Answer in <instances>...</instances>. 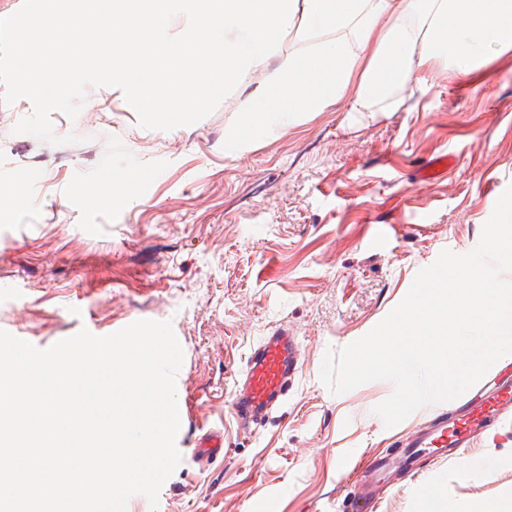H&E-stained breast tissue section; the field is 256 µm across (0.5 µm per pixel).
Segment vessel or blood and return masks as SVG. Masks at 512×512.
<instances>
[{"mask_svg": "<svg viewBox=\"0 0 512 512\" xmlns=\"http://www.w3.org/2000/svg\"><path fill=\"white\" fill-rule=\"evenodd\" d=\"M301 357L300 341L284 328L275 329L251 349L227 403L239 427L246 429L262 421L282 403L302 368ZM511 412L512 388L478 390L452 414H439L427 430L407 441L406 450L436 462L445 460L449 449L473 444L476 435L485 434ZM379 506L380 500L372 490L356 484L347 495L343 512H377Z\"/></svg>", "mask_w": 512, "mask_h": 512, "instance_id": "obj_1", "label": "vessel or blood"}]
</instances>
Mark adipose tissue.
I'll return each instance as SVG.
<instances>
[{
	"instance_id": "1",
	"label": "adipose tissue",
	"mask_w": 512,
	"mask_h": 512,
	"mask_svg": "<svg viewBox=\"0 0 512 512\" xmlns=\"http://www.w3.org/2000/svg\"><path fill=\"white\" fill-rule=\"evenodd\" d=\"M44 0L24 29L41 43L52 77L38 88L58 96L75 72L97 67L126 90L155 89L153 105L195 97L200 84L241 81L276 55L281 34L320 37L312 51L281 58L244 109L252 123L319 112L348 99L352 112H389L412 76L437 67L469 77L489 53L512 49V0ZM189 25L166 37L170 19ZM91 34V42L74 35ZM67 57L53 71L58 57Z\"/></svg>"
}]
</instances>
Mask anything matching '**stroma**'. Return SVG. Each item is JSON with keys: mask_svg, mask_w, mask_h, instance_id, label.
I'll return each instance as SVG.
<instances>
[{"mask_svg": "<svg viewBox=\"0 0 512 512\" xmlns=\"http://www.w3.org/2000/svg\"><path fill=\"white\" fill-rule=\"evenodd\" d=\"M41 0H0V330L45 349L81 330L171 321L181 462L158 510L340 512L349 460L393 450L427 417L385 428L375 381L332 393L326 350L368 333L441 251L470 252L512 184V50L467 79L412 77L393 112L337 103L248 127L255 83L208 85L204 106L147 109L98 72L76 107L29 81L43 59L21 32ZM447 156L436 180L425 175ZM285 327L301 372L265 424L227 411L250 348ZM224 450L201 463L204 435ZM378 512H416L442 489L453 512L512 505V428L411 478L391 470Z\"/></svg>", "mask_w": 512, "mask_h": 512, "instance_id": "35a3bbf8", "label": "stroma"}]
</instances>
